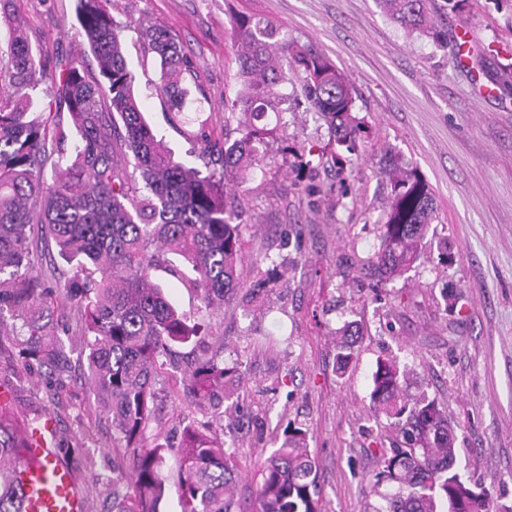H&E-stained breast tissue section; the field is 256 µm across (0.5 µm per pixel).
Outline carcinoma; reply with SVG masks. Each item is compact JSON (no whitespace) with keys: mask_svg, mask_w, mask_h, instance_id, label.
<instances>
[{"mask_svg":"<svg viewBox=\"0 0 512 512\" xmlns=\"http://www.w3.org/2000/svg\"><path fill=\"white\" fill-rule=\"evenodd\" d=\"M403 30L442 43L432 15L433 0H377ZM76 16L100 77L88 74L84 59L48 58L33 50L26 32L10 29L0 45V335L4 313L38 315L22 328L28 338L20 354L32 367L64 366V344L49 320L60 293L78 305L76 326L87 380L98 404L112 415V432L133 454L127 472L112 465V512H159L166 495L161 467L167 447L144 444L153 419L155 385L167 373L173 343L196 336L195 327L167 299L153 271L166 256L180 258L204 308L214 311L241 288V226L251 222L241 202L228 192L229 179L246 181L272 159L271 116L285 127L288 72L303 75L311 111L338 146L332 154L339 180L327 187L307 185L311 197L349 195L344 174L365 133L355 113L350 80L311 46L280 38L276 24L261 17L232 16L241 89L224 102V127L243 115L224 142L204 151L206 171L188 168L146 123L133 91L134 73L125 55L122 27L107 0H77ZM141 36L155 54L156 94L175 115L195 114L198 134L207 140V100L195 95L186 76L193 62L174 35L157 24ZM50 88L48 99L36 96ZM133 156V168L121 156ZM380 174L390 186L380 247L362 265L379 280L404 275L420 256L428 224L435 219L430 189L415 169L389 161ZM53 246L76 274L53 284L40 273L38 242ZM285 276H272L244 294L255 305ZM363 327L346 323L334 336L336 367L345 373L358 358ZM240 380L237 367L217 355L175 378L217 411L232 409ZM410 369L393 358L377 359L370 409L385 418L387 435L377 442L373 491L383 484L374 512H512V503L464 480L457 470L456 435L437 402L409 394ZM33 423L0 404V512H22V493L10 474L23 457ZM307 431L288 429L261 470L254 504L237 498L238 470L229 465L224 443L192 422L183 428L177 452L183 468L181 512H323L320 472L307 450Z\"/></svg>","mask_w":512,"mask_h":512,"instance_id":"carcinoma-1","label":"carcinoma"}]
</instances>
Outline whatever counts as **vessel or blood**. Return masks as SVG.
Here are the masks:
<instances>
[{
  "label": "vessel or blood",
  "instance_id": "1",
  "mask_svg": "<svg viewBox=\"0 0 512 512\" xmlns=\"http://www.w3.org/2000/svg\"><path fill=\"white\" fill-rule=\"evenodd\" d=\"M51 424L35 429L13 472L23 492L24 512H87L86 498L71 468L50 440Z\"/></svg>",
  "mask_w": 512,
  "mask_h": 512
}]
</instances>
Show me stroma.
Instances as JSON below:
<instances>
[{
	"label": "stroma",
	"mask_w": 512,
	"mask_h": 512,
	"mask_svg": "<svg viewBox=\"0 0 512 512\" xmlns=\"http://www.w3.org/2000/svg\"><path fill=\"white\" fill-rule=\"evenodd\" d=\"M107 8L124 27L134 93L147 122L187 166L203 165L197 127L174 116L154 92L155 58L139 34L146 20L166 26L190 54L193 84L212 107L213 139L223 140L224 102L240 88L231 38L238 12L263 15L289 41L330 58L353 83L369 133L350 178L354 203L330 199L312 210L292 189L302 159L315 181L336 180L335 170L320 162L326 128L301 108L287 115L295 153L278 155L266 175L237 188L252 216L241 234L243 282L276 262L291 269L263 312L236 296L205 314L179 261L155 271L171 302L200 326L191 342L172 344L171 360L185 366L220 353L226 365L240 363L245 391L240 409L220 418L199 409L172 377L159 379L147 436L170 447L162 467L169 492L160 512H180L175 449L189 420L213 424L242 473L238 491L250 499L265 454L281 445L288 423L301 426L327 512H370L378 502L369 481L383 429L369 411V394L376 361L385 356L408 365L417 390L446 411L461 474L512 501V103L495 84L512 63V0L437 9L435 23L449 37L443 45L406 37L377 0H109ZM17 22L42 51L87 49L75 0H14L11 18L0 21L1 43ZM387 153L427 181L436 219L413 268L377 286L357 268L380 244L388 191L378 163ZM352 320L363 323L364 336L356 363L341 375L332 336ZM69 357L53 397L46 376L26 370L11 341L0 342V387L19 418L53 417L55 446L85 493L88 512H110L112 464L124 451L94 404L79 352ZM75 446L82 455L72 454ZM86 453L93 465H85Z\"/></svg>",
	"instance_id": "stroma-1"
}]
</instances>
